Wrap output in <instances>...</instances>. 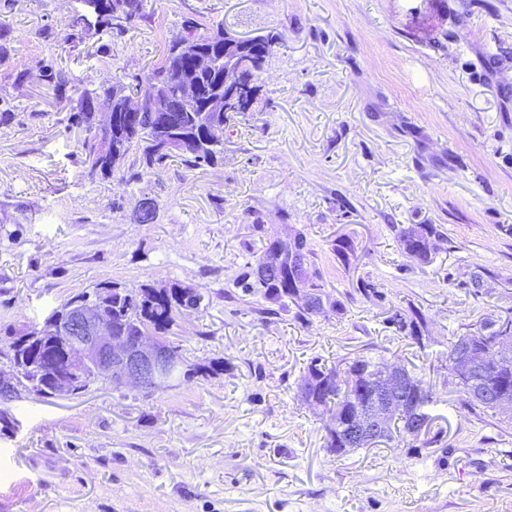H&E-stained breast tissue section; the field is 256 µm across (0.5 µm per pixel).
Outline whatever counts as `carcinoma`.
Instances as JSON below:
<instances>
[{"label":"carcinoma","instance_id":"carcinoma-1","mask_svg":"<svg viewBox=\"0 0 512 512\" xmlns=\"http://www.w3.org/2000/svg\"><path fill=\"white\" fill-rule=\"evenodd\" d=\"M105 19L100 31L108 34L116 31L123 33L127 27L147 18L146 0H102ZM202 23L188 17L182 22L183 33L169 40L166 52L161 62L144 75L137 86L128 91L122 84L112 83L93 89L83 90L77 99L74 112L69 117L68 128H78L84 134L80 140V148L84 156L88 174L110 175L112 166L98 163L95 159V141L99 136H110L121 143L125 158H133L132 164L141 166L145 174H157L171 161L178 160L188 169H196L210 165L224 153V142H212L204 129L194 125L189 112H175L171 123L165 127L159 126L156 113L150 106L151 95L156 90H165L171 96H176L180 83L187 77L194 78L201 90V101H206L209 95L223 84L224 75V28L222 25L205 28L199 32ZM86 31L81 28V22L75 18L61 29V40L68 45L84 38ZM194 37L199 46L212 53L216 65L209 71L192 73V67L187 59L180 54V45L185 37ZM280 40V35L269 33L261 41L250 46L244 54L246 64L250 69L253 91H258L255 85L272 48ZM40 79L51 86L58 97L66 93L68 79L64 71L50 62L40 68ZM100 97L120 99H138L142 102L140 111L128 117L127 113H119L112 130L99 132L95 126L94 112L90 103ZM140 172V173H142ZM135 173V176H140ZM157 204L141 200L134 207L135 219L148 224L156 218ZM397 238L404 253L420 264L432 261V252L426 248V243L436 236L437 230L430 224H418L396 229ZM294 255L299 262L301 277L307 286L316 293V303L298 306V316L308 322L314 316L328 311L340 310V303L331 299L325 291L321 276L310 272L312 265V250L308 247L305 237L297 233L292 239ZM237 285L246 295H261L266 301L283 305L293 300L291 286L288 285V272L281 271L278 280H263L246 275ZM96 287L112 289V301L105 309V314L112 320L113 331L122 336H136L142 332H150L155 336L167 337L173 334L181 313L186 308L197 307L202 296L189 286L173 283L165 288L146 285L137 291L120 288L114 283L96 284ZM396 330L412 339L414 343L423 345V332L426 329L427 318L423 311L413 305L406 310H397L388 318ZM490 323L476 331H467L448 346L446 368L450 374H455L452 361L459 345L469 347L474 367L459 376L455 386L464 404L473 410L491 411L504 415L498 407L481 399L488 388H496L512 398V352L496 356L491 349L489 339L493 336ZM59 337L37 336L35 330H28L16 337L10 347L9 362L17 367L18 382L27 392L41 397L52 396L53 374L59 365ZM224 370V362L212 361L208 364H184L183 378L191 379L200 374L215 373ZM380 364L368 358L355 359L345 363V368L328 367L315 360L308 367L307 374L300 380L299 389L302 400L309 409L323 408L336 416V422L327 430L325 447L328 451L341 457L355 446L343 441L341 426L346 417L354 412H369L374 407L370 390L371 378L378 374ZM410 413L392 418L387 427V440L397 441V444L407 448L415 447L420 436H413L409 431ZM422 442V441H420ZM433 444L427 440L422 445Z\"/></svg>","mask_w":512,"mask_h":512}]
</instances>
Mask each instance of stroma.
<instances>
[{"label": "stroma", "instance_id": "stroma-1", "mask_svg": "<svg viewBox=\"0 0 512 512\" xmlns=\"http://www.w3.org/2000/svg\"><path fill=\"white\" fill-rule=\"evenodd\" d=\"M78 9L0 10V350L95 284L179 283L202 301L173 344L224 369L5 404L0 512H512V420L465 407L440 368L454 336L512 314V0H147L122 35L58 44ZM186 17L281 34L260 106L225 128L216 165L89 177L68 128L79 92L146 74ZM49 60L64 98L39 79ZM145 197L149 224L133 216ZM397 224L437 225L431 263L402 252ZM298 233L341 305L308 322L234 286ZM411 305L421 349L388 322ZM360 357L428 365L435 443L327 451L297 382Z\"/></svg>", "mask_w": 512, "mask_h": 512}]
</instances>
